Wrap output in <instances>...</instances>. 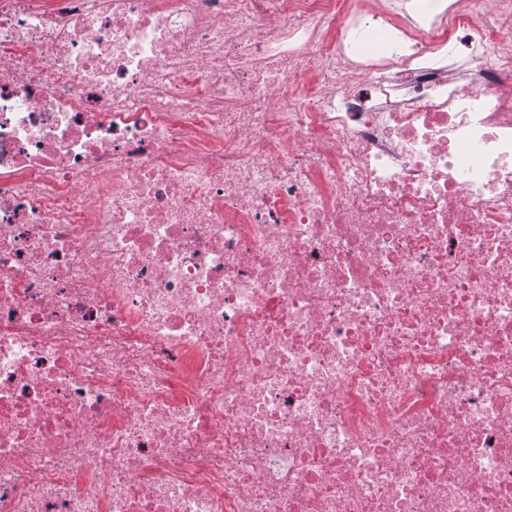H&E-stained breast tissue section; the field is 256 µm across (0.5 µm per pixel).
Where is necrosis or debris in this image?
Returning <instances> with one entry per match:
<instances>
[{
  "mask_svg": "<svg viewBox=\"0 0 512 512\" xmlns=\"http://www.w3.org/2000/svg\"><path fill=\"white\" fill-rule=\"evenodd\" d=\"M0 512H512V0H0Z\"/></svg>",
  "mask_w": 512,
  "mask_h": 512,
  "instance_id": "necrosis-or-debris-1",
  "label": "necrosis or debris"
}]
</instances>
